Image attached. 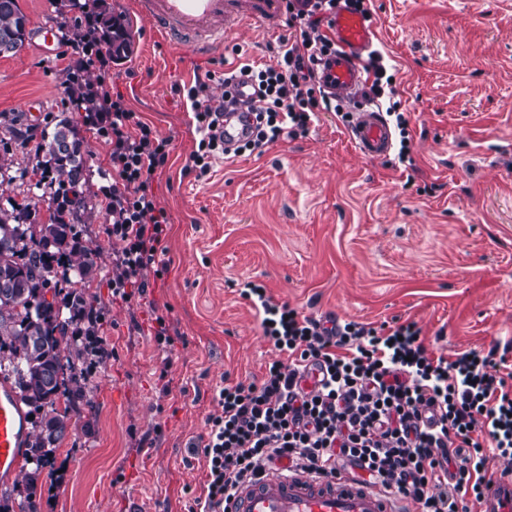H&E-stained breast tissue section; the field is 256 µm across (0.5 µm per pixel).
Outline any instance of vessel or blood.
<instances>
[{"mask_svg": "<svg viewBox=\"0 0 512 512\" xmlns=\"http://www.w3.org/2000/svg\"><path fill=\"white\" fill-rule=\"evenodd\" d=\"M141 16L174 45L204 54L220 47L228 34L247 24L280 28L282 0H137ZM331 50L314 63L321 90L350 105L349 138L358 153L369 159L388 157L393 132L382 109L362 95V60L374 46L370 18L339 8L328 25ZM252 117L231 116L224 122L225 141L245 140ZM28 425L17 393L0 385V484L14 481L24 459ZM483 512H512V472H498L486 480ZM407 501L386 496L371 485L342 474L321 479L293 470L283 462L241 489L231 512H404Z\"/></svg>", "mask_w": 512, "mask_h": 512, "instance_id": "vessel-or-blood-1", "label": "vessel or blood"}]
</instances>
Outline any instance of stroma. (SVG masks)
I'll return each instance as SVG.
<instances>
[{
  "label": "stroma",
  "mask_w": 512,
  "mask_h": 512,
  "mask_svg": "<svg viewBox=\"0 0 512 512\" xmlns=\"http://www.w3.org/2000/svg\"><path fill=\"white\" fill-rule=\"evenodd\" d=\"M131 35L112 65V86L136 119L169 139L152 190L169 217L158 254L167 271L124 301L109 281L119 243L108 239L100 174L109 153L77 112L64 69L73 11L60 0H19L25 46L0 57V138L7 182L0 199H22L42 131L66 114L88 150L82 193L93 217L79 225L97 273L85 297L112 355L91 361L86 398L51 449L36 482V512H187L205 476L188 443L203 434L224 382L261 383L279 353L264 336L245 283L273 303L315 318L380 327L416 323L428 351L455 357L504 349L512 367V0H369L375 50L395 75L394 99L409 115L411 162L368 159L347 122L320 113L309 133L262 153L193 165L195 120L179 88L241 62L271 64L279 38L252 24L208 55L175 53L137 10L106 0ZM50 25L53 56L36 29ZM163 317L171 344L155 338Z\"/></svg>",
  "instance_id": "1"
}]
</instances>
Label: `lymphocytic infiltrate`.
<instances>
[{"label":"lymphocytic infiltrate","instance_id":"f902f5d3","mask_svg":"<svg viewBox=\"0 0 512 512\" xmlns=\"http://www.w3.org/2000/svg\"><path fill=\"white\" fill-rule=\"evenodd\" d=\"M364 3L285 0L292 41H280L275 63L239 70L257 83L256 102L211 95L212 72L189 87L198 135L192 159L200 173L224 151L225 113L255 116L252 138L232 149L239 155L307 134L317 112L331 110V99L317 96L314 83L315 56L331 45L320 25L339 5L360 12ZM102 18L93 0H83L81 34L71 45L98 75L84 84L76 106L109 148L112 181L101 192L108 235L120 244L110 286L113 297L127 301L146 288L148 276L163 273L156 254L168 217L151 180L168 160L169 142L111 93L113 58ZM242 295L257 306L264 336L288 359L272 362L261 384L219 388L206 432L190 444L203 454L207 473L188 512H217L240 486L283 460L324 478L359 469L382 492L411 498L420 512H468L466 497L482 498L487 451L512 461V387L490 373L492 354L462 352L451 360L429 353L412 322L327 327L273 303L263 286L247 283ZM314 365L326 372L323 384L298 391V374Z\"/></svg>","mask_w":512,"mask_h":512}]
</instances>
